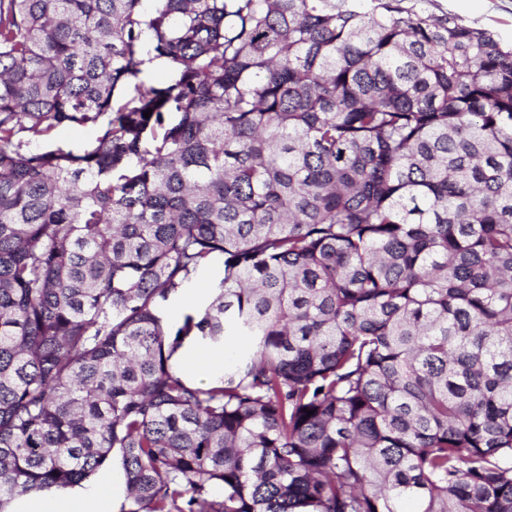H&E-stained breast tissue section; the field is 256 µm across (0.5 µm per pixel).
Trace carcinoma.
<instances>
[{"instance_id":"carcinoma-1","label":"carcinoma","mask_w":512,"mask_h":512,"mask_svg":"<svg viewBox=\"0 0 512 512\" xmlns=\"http://www.w3.org/2000/svg\"><path fill=\"white\" fill-rule=\"evenodd\" d=\"M142 2L0 0V512L115 461L120 512H512V49ZM218 273L214 268L203 270L198 276V280L193 288L180 300L174 303L170 309V314L173 319L179 318L182 312L190 306H194L203 302L209 295V286L211 282L217 278ZM197 288H202L201 292L195 297L190 298V294Z\"/></svg>"}]
</instances>
